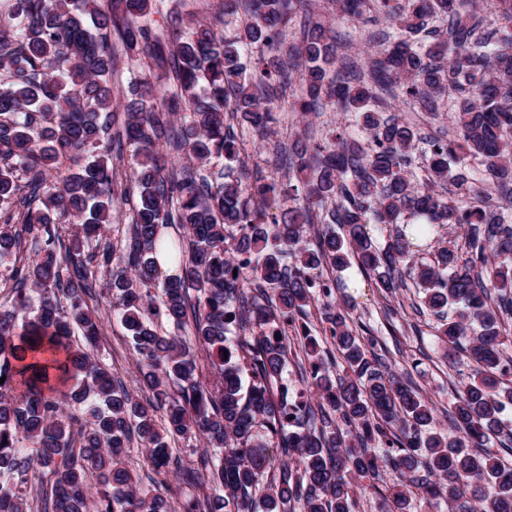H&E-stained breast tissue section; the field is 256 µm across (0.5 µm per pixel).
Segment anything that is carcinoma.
Listing matches in <instances>:
<instances>
[{"mask_svg": "<svg viewBox=\"0 0 512 512\" xmlns=\"http://www.w3.org/2000/svg\"><path fill=\"white\" fill-rule=\"evenodd\" d=\"M300 2L213 0L210 18L190 12L185 26L177 13L160 36L150 16L165 0H0V512H170L158 489L173 475L208 489L183 494L180 512H352L383 465L403 478L387 512H408L415 490L424 512L470 499V512H512L500 456L512 454V33L478 36L474 0H326L334 16L397 31L368 39L369 79H348L333 24L286 38ZM119 46L165 86L115 88ZM394 86L428 112L455 96L456 137L425 141L421 180L418 132L384 98ZM288 93L292 111L354 112L358 129L294 144L295 183H248L232 167H246L235 125L265 145ZM215 158L228 172H207ZM448 181L460 198L439 193ZM132 188L116 248L105 233ZM278 205L280 221L268 213ZM408 218L423 220L421 236L460 232L464 250L450 243L409 266ZM172 224L184 236L166 242ZM159 252L178 274L161 275ZM353 259L385 297L410 270L448 358L475 363L449 411L453 435L384 365L383 342L350 327L333 273ZM101 278L136 392L97 352L103 324L88 300ZM312 307L345 363L334 372L302 324L296 366L316 407L284 377L286 327ZM133 446L143 474L128 465Z\"/></svg>", "mask_w": 512, "mask_h": 512, "instance_id": "carcinoma-1", "label": "carcinoma"}]
</instances>
